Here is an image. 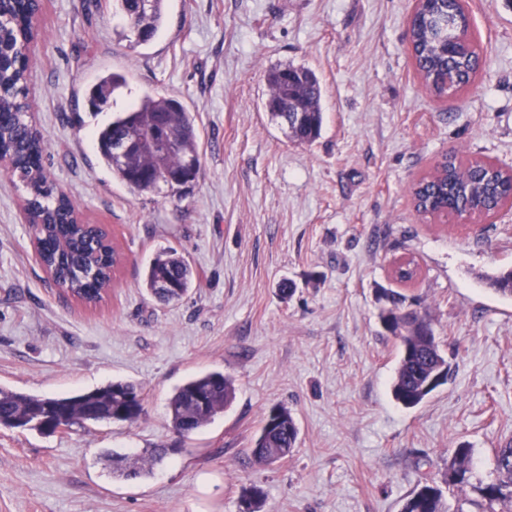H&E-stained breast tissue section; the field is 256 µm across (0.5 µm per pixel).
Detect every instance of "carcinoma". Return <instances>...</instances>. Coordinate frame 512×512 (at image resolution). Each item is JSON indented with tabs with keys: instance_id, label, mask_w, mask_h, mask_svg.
Returning <instances> with one entry per match:
<instances>
[{
	"instance_id": "carcinoma-1",
	"label": "carcinoma",
	"mask_w": 512,
	"mask_h": 512,
	"mask_svg": "<svg viewBox=\"0 0 512 512\" xmlns=\"http://www.w3.org/2000/svg\"><path fill=\"white\" fill-rule=\"evenodd\" d=\"M10 16L9 30L0 40V53L6 60L0 69V151L14 163L13 174L23 182L26 203L34 208L41 224L37 252L43 266L56 282L71 295L86 302L101 299V290L109 282L118 257L111 256L105 245L106 232L97 225L79 224L73 218L70 199L57 193L55 185L43 172L41 139L28 121L26 96V60L22 47L32 39L37 5L34 0H6L0 5ZM113 7L125 19L134 35L133 46L149 42L163 27L165 0H114ZM455 42H475L466 17L456 0H427L412 20L411 54L425 86L435 95L455 94L467 86L481 65L475 50L448 53ZM270 94L266 108L272 119L287 127L301 143L319 137L322 126L321 87L311 70L292 65L269 69ZM127 86V76L109 72L86 89L91 108L101 112L110 106L116 90ZM159 126L173 138L174 148L165 154L133 155L121 162L112 155V143L120 139L148 138ZM101 162L112 178L132 192L154 191L159 183L187 187L197 180L200 170L195 118L183 104L167 96H142L131 108L112 114V120L95 132ZM508 177L482 159L461 160L445 156L433 171L411 187L415 210L423 215L461 219L466 213L490 216L508 202ZM418 276L413 259L397 265L394 278L411 283ZM497 292L512 297V269H502L488 278ZM145 288L158 301H180L191 288L193 273L173 248H161L149 262ZM382 303L379 319L385 330L399 343L400 357L391 385L394 400L404 407H415L433 392L424 388L428 378L439 374L448 381V360L441 352L434 333L417 324L411 307L417 299L391 288L377 290ZM137 386L113 381L92 391L66 397H39L0 387V426L36 430L48 434L47 414L68 425L113 421L112 405L117 397L134 393ZM235 396L232 379L221 372H209L180 387L170 400L171 425L182 436L206 425ZM279 422L271 430L261 427L253 441L251 454L258 463H273L288 458L298 440V428L288 409L276 408ZM117 471L128 478L147 473L145 459L115 455ZM472 448L460 444L448 459V476L459 485L470 483ZM496 479L478 483V498L469 500L472 512H512V439L499 444L495 454ZM247 512H260L263 492L253 486L244 490ZM402 512H448L441 491L424 483L415 489Z\"/></svg>"
}]
</instances>
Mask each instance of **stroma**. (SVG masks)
<instances>
[{"label":"stroma","instance_id":"obj_1","mask_svg":"<svg viewBox=\"0 0 512 512\" xmlns=\"http://www.w3.org/2000/svg\"><path fill=\"white\" fill-rule=\"evenodd\" d=\"M168 3L164 28L133 49L112 0H42L27 85L45 172L108 230L120 262L96 305L66 295L36 259L25 188L0 169V386L57 397L127 381L144 403L131 424L0 427V512H243L250 485L264 512H401L430 478L455 512L473 491L446 483L452 449L470 444L473 479L488 483L512 438V298L485 280L512 267V209L459 227L419 215L409 189L446 154L512 166V0H466L484 64L449 97L415 70V0ZM288 63L322 88L310 143L265 108L267 70ZM108 70L128 85L90 113L84 88ZM144 94L196 117L200 172L185 194L135 195L99 158L97 127ZM168 246L196 273L171 305L143 286ZM407 258L419 265L407 292L453 367L413 408L391 395L399 346L375 298ZM212 371L234 399L177 437L169 398ZM276 406L298 447L261 466L252 442ZM161 446L136 479L106 459Z\"/></svg>","mask_w":512,"mask_h":512}]
</instances>
